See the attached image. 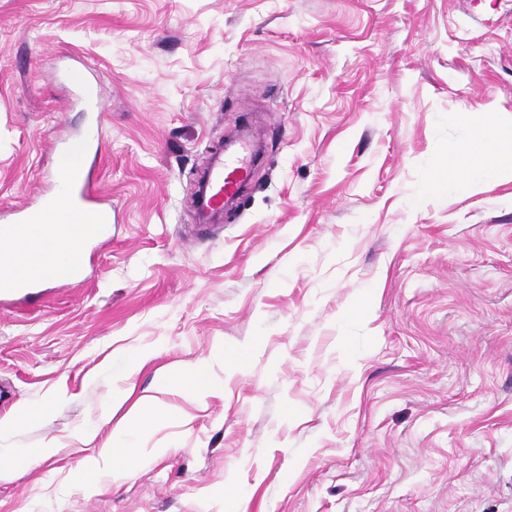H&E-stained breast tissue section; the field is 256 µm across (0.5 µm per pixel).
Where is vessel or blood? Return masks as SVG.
<instances>
[{
  "label": "vessel or blood",
  "instance_id": "b4317fda",
  "mask_svg": "<svg viewBox=\"0 0 512 512\" xmlns=\"http://www.w3.org/2000/svg\"><path fill=\"white\" fill-rule=\"evenodd\" d=\"M53 150L58 166L51 190L15 209L11 223L0 225L1 246H12L16 233L52 223L64 210L75 220L74 225L66 228L65 237L86 242L105 237L107 226L112 222V204L101 197L95 179L103 155L98 128L87 129L73 141H54ZM249 176V166L239 158H215L208 170L206 205L220 203L224 197L237 194ZM85 279L86 271L80 263H61L48 268L32 263L20 271L0 272V295H26L45 281L76 287Z\"/></svg>",
  "mask_w": 512,
  "mask_h": 512
}]
</instances>
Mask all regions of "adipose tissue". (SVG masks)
<instances>
[{
	"label": "adipose tissue",
	"instance_id": "ef3b65f1",
	"mask_svg": "<svg viewBox=\"0 0 512 512\" xmlns=\"http://www.w3.org/2000/svg\"><path fill=\"white\" fill-rule=\"evenodd\" d=\"M455 120L473 128L472 137L449 150L440 168L433 172L427 183V191L440 187L443 179L449 178L481 189L491 183L512 180V129L503 127L497 120L493 105H486L479 113L462 111L455 113ZM79 245L64 240L58 247H45L38 238L14 245L9 252H0V267L22 268L28 265L33 255H40L45 265L74 258ZM143 421L122 424L110 443L98 448L96 457L77 474L78 486L88 494L98 493L107 477H125L132 461L140 459L142 449L129 447L128 441L143 428Z\"/></svg>",
	"mask_w": 512,
	"mask_h": 512
}]
</instances>
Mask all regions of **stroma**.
<instances>
[{
  "label": "stroma",
  "mask_w": 512,
  "mask_h": 512,
  "mask_svg": "<svg viewBox=\"0 0 512 512\" xmlns=\"http://www.w3.org/2000/svg\"><path fill=\"white\" fill-rule=\"evenodd\" d=\"M488 104L512 125V0H0V225L96 122L112 202L88 281L0 303V420L51 407L0 451L53 446L0 512H512V182L417 201ZM240 129L250 184L199 223ZM203 359L204 400L159 388ZM144 395L165 456L86 495Z\"/></svg>",
  "instance_id": "stroma-1"
}]
</instances>
